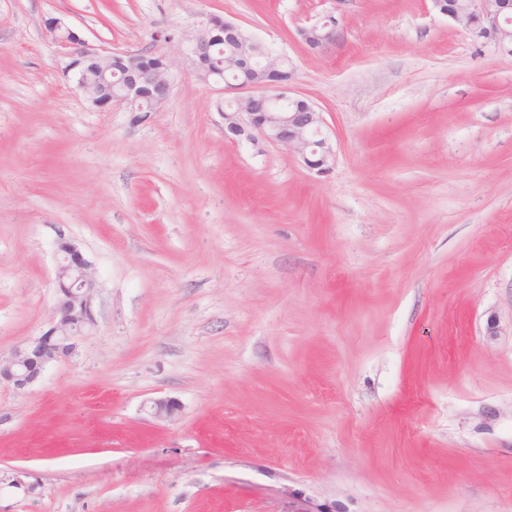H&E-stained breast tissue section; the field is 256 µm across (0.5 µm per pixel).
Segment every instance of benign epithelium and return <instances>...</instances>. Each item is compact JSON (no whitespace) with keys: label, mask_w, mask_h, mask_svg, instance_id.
<instances>
[{"label":"benign epithelium","mask_w":512,"mask_h":512,"mask_svg":"<svg viewBox=\"0 0 512 512\" xmlns=\"http://www.w3.org/2000/svg\"><path fill=\"white\" fill-rule=\"evenodd\" d=\"M435 11L479 35L485 43L512 54L507 24L512 19L506 11L512 0H465L460 10H450L445 0H432ZM46 33L68 59L66 71L75 77L76 89L96 109L122 105L130 112L142 110L148 101L157 109L169 100L179 64L167 53L153 56L142 51L112 52L90 45L73 27L57 17L44 21ZM300 37L312 52H320L336 39V28L318 20L300 30ZM167 43L177 42L181 55L204 79L214 65L215 46L224 41L238 44L236 67L252 72L248 82H235L230 88L240 92L228 101L224 117V137L262 139L283 146L315 174L321 176L335 163L333 145L322 133L321 112L308 99L293 92L290 80H281L286 59L274 55L259 40L241 38L240 26L217 15H206L178 34H166ZM56 318L42 335L14 348L7 357L0 356V386L25 389L37 382L46 367L72 356L78 338L88 335L96 318L92 299L96 283L90 274V262L81 249L70 241L57 247ZM156 417L170 419L178 411L176 402H153Z\"/></svg>","instance_id":"obj_1"}]
</instances>
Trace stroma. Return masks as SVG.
I'll return each instance as SVG.
<instances>
[{"label":"stroma","instance_id":"1","mask_svg":"<svg viewBox=\"0 0 512 512\" xmlns=\"http://www.w3.org/2000/svg\"><path fill=\"white\" fill-rule=\"evenodd\" d=\"M208 14L288 59L330 173L225 139L188 68L92 108L43 26L174 55ZM64 239L96 326L0 387V512H512V54L430 0H0L1 355ZM327 17L333 18L336 21V26L330 28L327 23H323L324 19H320L300 30L302 41L312 52H321L336 39L338 20L332 15Z\"/></svg>","mask_w":512,"mask_h":512}]
</instances>
